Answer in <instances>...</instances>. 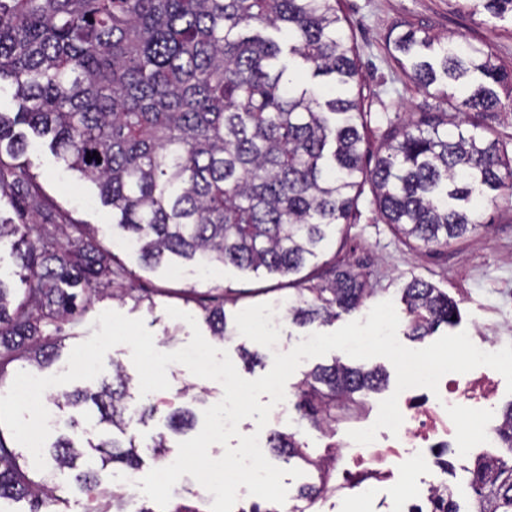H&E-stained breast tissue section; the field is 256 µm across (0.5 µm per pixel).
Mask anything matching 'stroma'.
<instances>
[{"label": "stroma", "instance_id": "obj_1", "mask_svg": "<svg viewBox=\"0 0 512 512\" xmlns=\"http://www.w3.org/2000/svg\"><path fill=\"white\" fill-rule=\"evenodd\" d=\"M338 8L346 19L345 32L357 56L363 109L370 114L364 130L370 152L380 147V134L389 118L422 111L431 102L391 56L387 42L395 26L423 29L483 47L498 63L512 69V20L469 14L460 8L458 0H340ZM23 160L49 201L69 221L88 225L99 243L132 272L152 299L148 306L130 300L94 299L80 324L67 330L66 349H73L100 331L98 315L113 310L143 319L159 351L178 350L188 344L192 332L186 322L167 315V307L172 306L198 318L202 335L209 337L211 345L227 350L238 373L253 380L270 371L274 352H289L310 334L330 333L349 322L365 320L379 302L392 301L397 314H404L402 290L415 278L448 293L458 304L455 325L440 326L438 335L464 331L474 341L492 336L499 346L512 344V194L481 204L484 226L478 233L449 247L418 249L384 224L373 203L371 185H364L354 224L345 232H331L328 245L308 262L302 274L319 277L329 265L344 260L367 274L372 293L356 311L341 315L335 322L301 327L288 317V300L296 293L291 277L263 269L242 270L230 264L208 275L179 258L156 269L146 268L138 253L124 243L122 233L113 228L112 211L101 204L95 187L65 171L47 142L31 140ZM217 286L224 290L227 323H234L236 314L249 306H274L272 324L280 329L275 348H266L237 333L224 341L212 337L208 325L200 319V309L189 302L188 296ZM246 351L257 354V361L246 362L242 357ZM167 378L168 389L146 395V402L159 403L160 408L153 419L139 427L138 436L147 444L165 435L168 456L173 459L179 442L194 437L195 432L170 431L167 416L171 409L189 406L195 415H202L206 407L222 399L223 388L217 381L194 376L180 364L169 365ZM188 385L203 393V402L192 404L181 397V390ZM266 429L297 433L315 455L323 453L330 442L312 422L299 418L296 410L285 411L278 405L272 408Z\"/></svg>", "mask_w": 512, "mask_h": 512}]
</instances>
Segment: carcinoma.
Returning <instances> with one entry per match:
<instances>
[{
  "label": "carcinoma",
  "instance_id": "carcinoma-1",
  "mask_svg": "<svg viewBox=\"0 0 512 512\" xmlns=\"http://www.w3.org/2000/svg\"><path fill=\"white\" fill-rule=\"evenodd\" d=\"M464 2L473 14L512 17V0ZM343 21L336 0H0V83L19 100L14 117L0 113V203L27 214L18 224L0 215V246L10 244L25 284L19 290L0 277V387L17 360L51 365L62 324L77 322L93 298L145 301L86 226L48 201L20 162L27 143L17 125L49 138L68 168L96 185L147 267L177 257L297 274L317 257L328 227L351 223L366 177L384 222L422 247H446L482 227L477 201L512 190V156L483 123L492 112H512V70L473 44L449 42L423 56L434 38L417 29L398 35L394 50L434 111L389 121L384 152L369 169ZM93 151L100 160L86 161ZM370 292L367 274L336 264L321 282L297 289L288 313L299 326L332 322ZM402 300L415 339L453 323L457 304L426 281L411 280ZM200 306L212 334L230 339L224 295ZM386 382L377 366L335 359L306 376L294 408L329 431L336 410ZM130 383L116 363L112 382L54 399L59 409L90 401L98 423L116 430L85 440L74 422L49 449L59 470L76 467L83 441L98 453L76 476L82 493L108 498L98 512H129L125 490L108 489L112 468H140L135 430L158 412L131 401ZM501 418L506 454L477 458L466 470L467 507L457 489L446 512H512V402ZM169 420L180 432L193 413L183 408ZM269 445L316 473L297 492L315 502L336 448L314 457L296 434L279 431ZM1 499L27 500L29 512H41L55 487L33 477L0 431Z\"/></svg>",
  "mask_w": 512,
  "mask_h": 512
}]
</instances>
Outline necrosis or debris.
<instances>
[{
    "mask_svg": "<svg viewBox=\"0 0 512 512\" xmlns=\"http://www.w3.org/2000/svg\"><path fill=\"white\" fill-rule=\"evenodd\" d=\"M497 395V373L484 366L442 377L435 393L422 387L403 391L398 434L380 430L368 445L339 441L345 463L329 471L324 498L356 497L367 512H441L449 487L444 450L457 448L471 456L501 445L493 418ZM468 420L477 422L476 432L463 433ZM406 478L412 481L411 496L393 498L391 489Z\"/></svg>",
    "mask_w": 512,
    "mask_h": 512,
    "instance_id": "1",
    "label": "necrosis or debris"
}]
</instances>
